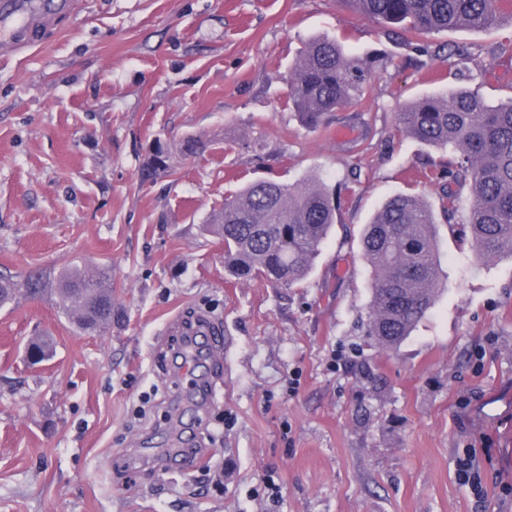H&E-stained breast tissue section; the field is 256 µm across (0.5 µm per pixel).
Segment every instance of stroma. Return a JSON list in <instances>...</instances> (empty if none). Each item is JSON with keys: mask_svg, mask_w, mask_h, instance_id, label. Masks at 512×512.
Wrapping results in <instances>:
<instances>
[{"mask_svg": "<svg viewBox=\"0 0 512 512\" xmlns=\"http://www.w3.org/2000/svg\"><path fill=\"white\" fill-rule=\"evenodd\" d=\"M324 34L372 67L364 106L309 128L288 73ZM423 44L348 0H85L0 51V274L20 290L0 307V512H512V258L470 263L439 224L433 308L397 349L368 334L362 229L399 192L440 210L452 159L401 134L399 109L461 84L512 96V11ZM159 144L168 167L143 177ZM309 177L336 223L306 280L227 275L205 230L225 196ZM75 265L111 270L110 329L59 310ZM198 311L227 339L217 378L161 334ZM37 336L56 352L31 367Z\"/></svg>", "mask_w": 512, "mask_h": 512, "instance_id": "obj_1", "label": "stroma"}]
</instances>
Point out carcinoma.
Listing matches in <instances>:
<instances>
[{"label": "carcinoma", "instance_id": "obj_1", "mask_svg": "<svg viewBox=\"0 0 512 512\" xmlns=\"http://www.w3.org/2000/svg\"><path fill=\"white\" fill-rule=\"evenodd\" d=\"M378 23L416 38L459 27L493 25L507 0H348ZM367 75L360 60L336 37L306 43L288 78V106L316 127L325 114L358 106ZM399 129L420 142L458 157L448 178L467 186L470 206L461 224L473 245L472 258L488 264L512 257V97L490 102L465 86L424 96L397 113ZM446 223L456 222L457 194L448 188ZM329 192L308 179L293 184L253 182L224 198L212 233L224 241V270L238 280L263 279L286 288L299 285L320 255L334 224ZM437 220L419 194L397 193L367 224L362 254L371 267L368 328L389 349L410 336L441 290ZM18 288L0 276V306ZM59 308L84 331L112 325V276L103 268H80L58 280Z\"/></svg>", "mask_w": 512, "mask_h": 512}]
</instances>
